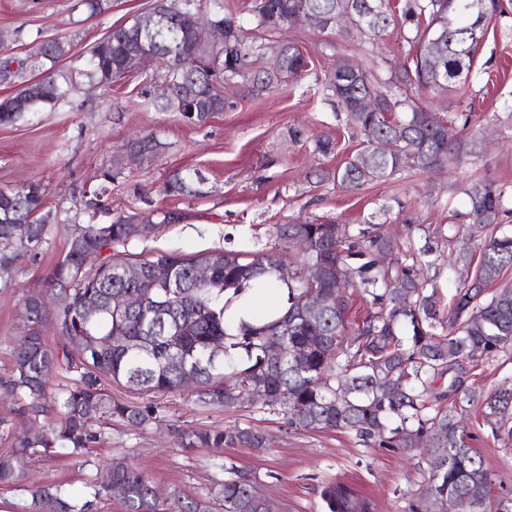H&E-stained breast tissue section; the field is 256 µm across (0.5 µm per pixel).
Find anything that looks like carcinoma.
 <instances>
[{
	"instance_id": "cac0c4a2",
	"label": "carcinoma",
	"mask_w": 512,
	"mask_h": 512,
	"mask_svg": "<svg viewBox=\"0 0 512 512\" xmlns=\"http://www.w3.org/2000/svg\"><path fill=\"white\" fill-rule=\"evenodd\" d=\"M208 20L224 29L219 44L199 43L190 37L196 0H157L154 10L166 20L153 32L158 67L151 79L168 81L174 96L154 100L162 112H176L204 126L216 112L234 106L224 95L240 85L255 94L281 87L305 72L307 61L292 44L280 46L281 64L271 71L261 65L265 45L246 34L226 0H208ZM463 0H405L402 23L411 36L409 50L391 70L386 86L375 83L364 65L349 60L309 89L321 100L347 113L365 137V147L348 156L332 177L355 191L372 182L387 181L409 169L433 170L470 155L469 144L448 139L447 122L419 104L422 92L440 96L467 83L476 50L484 36L473 30ZM300 11L319 15L329 28L353 30L375 41L394 22L390 0H255L256 29L274 34ZM138 31L134 24L110 29L108 42L94 46L83 60L61 65L69 46L59 39L36 42L32 57L40 68L18 93L0 99V125L14 126L30 112L52 110L62 101L78 102L82 85L99 87L127 77L126 58ZM27 69V58L0 57V85L12 84ZM374 99L379 107L361 105ZM378 136L393 144L388 152L371 146ZM197 174L176 172L165 183L166 194H199ZM467 223L490 231L478 245L474 276L462 282L448 308L441 307L430 269L456 270L470 265L472 254L437 252L430 235L414 240L422 229L405 217L407 233L395 237L385 224H278L273 246L218 249L192 256L176 251L133 253L134 243L148 240L168 214L116 213L108 224L74 225L69 249L53 266L48 291L59 298L53 311L41 296H28L25 335L12 354L8 378L0 383L32 422L49 414L47 431L15 437L10 450L0 453V484H20L27 492V512H92L93 500L118 502L123 512H212L210 501L180 492L162 493L143 471L117 460L96 473L87 485L88 498L75 497L59 483L31 484L25 466L52 449L68 448L83 455L99 443L101 427L93 419L118 418L133 428L156 419L152 403L112 397L107 384L129 390L168 395L184 387L185 374H196V400L226 410L244 404L278 413L299 430H349L366 443L409 452L431 445L433 466L427 481L415 490L417 498L447 506L452 494L465 512H482L490 485L484 461L465 440V427L456 420L464 401L449 399L460 389L464 364L492 359L512 350V288L483 299L487 286L512 266V233L499 232L507 208L506 190L493 183L467 190ZM46 191L32 182L0 198V282L11 281L16 263L36 255L33 240L46 242L51 213L45 210ZM146 257L162 267L133 285L122 276V264ZM198 259L213 260L209 280L193 275ZM310 264L325 270L312 282ZM276 280L288 288L286 316L255 324L242 322L228 333L224 313L232 299L251 281ZM312 289L324 293L326 305L315 316L304 315V298ZM349 289L361 292L370 310L360 323L347 317ZM232 296L224 298V293ZM137 293L143 302L113 310L111 296ZM52 322L66 343L52 349L43 327ZM278 341L273 353L269 343ZM219 343L223 356L211 360ZM81 345L75 355L71 346ZM486 414L496 417L494 439L512 444V387L504 386L482 401ZM179 445L193 448L248 447L264 449L267 437L259 429L239 425L185 429ZM326 512H374V504L352 485L322 486ZM216 499L224 512H266V497L255 482L236 472L218 484Z\"/></svg>"
}]
</instances>
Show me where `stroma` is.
I'll list each match as a JSON object with an SVG mask.
<instances>
[{
    "mask_svg": "<svg viewBox=\"0 0 512 512\" xmlns=\"http://www.w3.org/2000/svg\"><path fill=\"white\" fill-rule=\"evenodd\" d=\"M78 0H0V52L30 54L36 37H63L79 56L103 40L110 27L146 14L154 0H111L105 13L86 17ZM503 11L487 21L471 80L459 90L426 103L447 120L455 136L471 140L472 154L462 166L435 172L406 171L385 182L356 191L341 188L330 174L355 152L364 139L346 112L314 96L315 74L334 70L349 57L373 67L379 78L389 76L408 49L399 24L386 36L363 44L348 33L323 30L306 22L284 27L268 49L295 44L309 62L303 77L260 98L239 99L236 107L216 113L201 127L172 112L147 106L137 81L97 89L84 109L63 103L55 110L30 114L12 127H0V187L29 181L46 189V208L53 215L50 233L37 255L25 258L15 274L14 288L0 289V381L8 377L12 352L25 334L24 296L42 290L44 278L69 247L75 224L108 223L116 212L173 211L178 221L163 227L156 238L134 246L135 251L161 249L192 255L239 247L243 240L270 242L275 225L293 221L333 219L342 224L387 222L402 228L403 215L416 217L428 231L448 226L451 211H466L465 189L492 182L512 189V0H500ZM305 129L310 139L291 141L288 132ZM323 135L336 151L322 156L311 139ZM151 136L156 154L112 165L136 138ZM195 169L203 176L196 197L167 196L163 186L175 172ZM112 172L104 181L103 172ZM108 184L104 208L89 215L86 193ZM512 383V357L499 355L468 368L464 389L489 393ZM115 397L152 400L149 394L112 386ZM158 418L146 429L111 421L98 447L76 457L67 449L27 466L31 480L67 486L77 496L97 469L113 459L145 471L162 491L180 490L210 495L230 471L252 475L271 500L274 512H324V483L354 485L375 504L374 512H425L414 491L429 475L431 456H406L374 446L344 431H302L285 425L281 415L243 407L227 411L197 404L190 391L154 398ZM467 431L470 444L483 458L492 485L486 512L512 499V445L494 442L491 425L471 409ZM252 425L268 437L267 448L179 447L178 430Z\"/></svg>",
    "mask_w": 512,
    "mask_h": 512,
    "instance_id": "stroma-1",
    "label": "stroma"
}]
</instances>
